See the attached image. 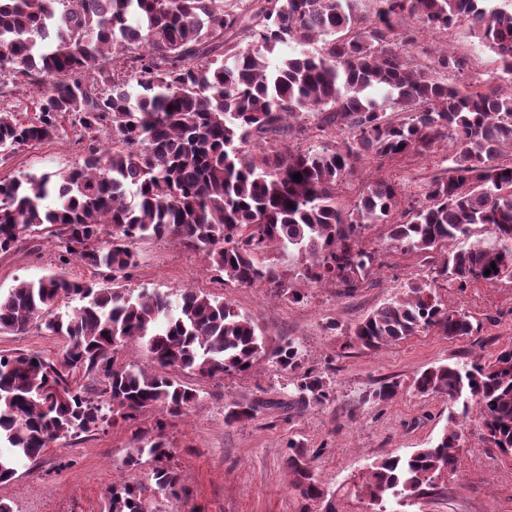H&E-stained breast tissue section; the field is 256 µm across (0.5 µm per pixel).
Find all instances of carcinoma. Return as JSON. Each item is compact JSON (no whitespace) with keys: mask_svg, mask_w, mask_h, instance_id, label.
<instances>
[{"mask_svg":"<svg viewBox=\"0 0 512 512\" xmlns=\"http://www.w3.org/2000/svg\"><path fill=\"white\" fill-rule=\"evenodd\" d=\"M360 2L241 0L227 12L224 0H0V79L48 85L30 122L0 107V154L55 138L70 117L85 155L66 172L0 178V252L47 231L64 257L108 274L104 283L50 274L0 292V334L35 327L63 342L55 361L0 355V483L69 434L131 426L157 408L181 417L197 389L170 368L213 378L247 372L269 354L258 326L217 296L183 288L174 303L166 292L124 288L137 266L136 239L202 251L236 285H265L298 303L310 284H333L345 296L363 287L378 256L362 234L386 224L390 241L432 268L406 296L359 320L354 339L375 349L421 331L473 333L468 314L438 301L435 283L512 280V163L500 160L512 148V8L374 0L364 14ZM409 17L418 26L405 27ZM464 22L497 67L450 84L439 74L466 73L469 56L446 50L423 65L420 33ZM291 43L299 52L272 64L270 55ZM309 112L320 115L318 130L344 133L342 142L285 147L287 121ZM443 143L446 174L418 197L407 201L400 183L378 179L352 210L337 206L336 186L362 160L432 154ZM480 225L492 227L498 246L456 245ZM134 341L151 367L117 361ZM269 355L297 375L292 404L328 398L325 378L302 370L299 343ZM91 374L104 385L95 397L78 383ZM413 387L448 398L457 414L430 447L371 463L362 490L380 505L414 498L455 469L459 416L478 412L490 444L512 454V348L466 370L431 366ZM399 390L386 382L372 396L389 402ZM257 406L225 407L224 423L254 417ZM288 447L294 488L308 501L323 497L309 450L295 440ZM145 455L155 462L153 484L112 486L108 512H145L151 495L177 497L166 444L134 448L125 464Z\"/></svg>","mask_w":512,"mask_h":512,"instance_id":"carcinoma-1","label":"carcinoma"}]
</instances>
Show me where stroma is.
<instances>
[{"label":"stroma","mask_w":512,"mask_h":512,"mask_svg":"<svg viewBox=\"0 0 512 512\" xmlns=\"http://www.w3.org/2000/svg\"><path fill=\"white\" fill-rule=\"evenodd\" d=\"M423 41L435 52L450 45L470 55L472 74L494 66L492 54L466 38L464 27L424 33ZM82 153L70 126L58 139L15 150L0 162V178L66 171L81 164ZM446 153L442 147L433 154L359 163L337 186L336 201L352 209L364 186L377 179L398 180L407 198H415L421 185L447 168ZM362 244L378 249L382 262L365 288L347 297L335 286L318 285L307 288L303 302L291 303L270 288L226 282L204 253L165 240H135L137 266L124 282L126 289L172 293L192 286L223 298L259 327L269 349L298 342L304 369L329 381V399L298 413L279 409L292 391L293 376L268 359L245 373L199 378L193 382L199 398L181 418L168 419L154 409L132 427L120 423L59 439L40 460L21 465L12 481L0 484V501L12 512H107L113 485L144 484L151 476V459L131 468L123 462L127 452L159 437L172 450L168 464L179 472L180 484L177 497L156 500L157 512H378L359 489L369 464L427 446L448 423L447 399L414 391V376L440 363L468 368L512 347V280L464 288L438 281L439 301L470 315L472 335L448 338L425 331L369 350L352 339L350 328L406 285L425 280L430 265L392 248L382 224L366 229ZM60 272L92 276L77 261L61 262L53 239L29 240L0 253L2 291L19 280ZM61 347L60 339L34 328L0 334L2 355L27 351L53 358ZM390 381L400 383V394L389 402L373 400V390ZM260 399L268 405L254 418L225 425V406ZM458 428L462 441L455 473L439 477L420 498L388 502L389 512H512V459L490 446L477 418L459 422ZM292 439L314 452L325 498L304 501L292 486L285 467Z\"/></svg>","instance_id":"35a3bbf8"}]
</instances>
